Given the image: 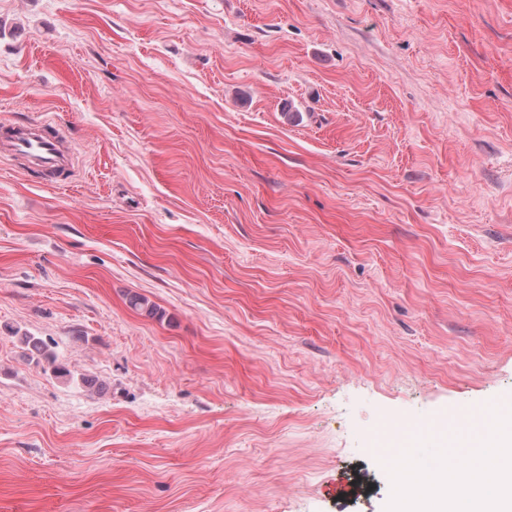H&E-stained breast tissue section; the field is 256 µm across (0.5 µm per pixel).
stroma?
Returning a JSON list of instances; mask_svg holds the SVG:
<instances>
[{
	"label": "stroma",
	"instance_id": "1",
	"mask_svg": "<svg viewBox=\"0 0 512 512\" xmlns=\"http://www.w3.org/2000/svg\"><path fill=\"white\" fill-rule=\"evenodd\" d=\"M0 116L78 152L0 158V512H384L512 408V0H0ZM4 131L0 137V157H18L47 184L68 179L76 147L69 133L49 120H30L16 124L12 119L0 120ZM20 342L24 345L32 358L45 361L52 369L57 378L69 380L71 371L57 359V356L50 351L43 341L37 336L25 334L20 336Z\"/></svg>",
	"mask_w": 512,
	"mask_h": 512
}]
</instances>
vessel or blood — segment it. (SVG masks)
<instances>
[{"label":"vessel or blood","mask_w":512,"mask_h":512,"mask_svg":"<svg viewBox=\"0 0 512 512\" xmlns=\"http://www.w3.org/2000/svg\"><path fill=\"white\" fill-rule=\"evenodd\" d=\"M75 151L67 130L51 121H0V157L25 160L29 169L46 183L65 178L74 163Z\"/></svg>","instance_id":"vessel-or-blood-1"}]
</instances>
